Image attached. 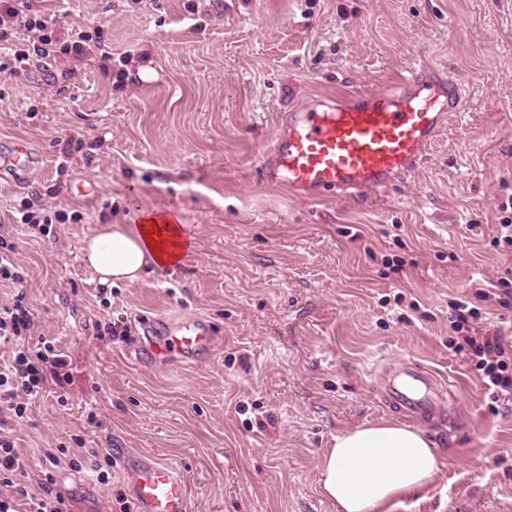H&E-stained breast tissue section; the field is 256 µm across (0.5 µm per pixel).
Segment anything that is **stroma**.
<instances>
[{
	"mask_svg": "<svg viewBox=\"0 0 512 512\" xmlns=\"http://www.w3.org/2000/svg\"><path fill=\"white\" fill-rule=\"evenodd\" d=\"M59 29L102 35L104 53L0 73V142L40 163L0 182V234L27 279L32 340L72 359L68 401L48 397L18 428L41 451L83 436L54 493L72 512H119L124 459L185 474L191 512H336L318 465L336 435L393 420L379 360L417 357L459 389L426 427L438 471L390 512H512V400L491 399L450 348V301L512 269L494 245L512 199V0H40ZM457 82L453 116L387 191L311 203L259 165L282 113L309 95L378 87L415 63ZM66 164H59L61 152ZM56 188L49 231L12 211ZM170 207L195 244L181 266L103 286L82 258L104 224ZM206 316L212 360L137 364L131 338L98 324ZM111 455L112 480L93 482Z\"/></svg>",
	"mask_w": 512,
	"mask_h": 512,
	"instance_id": "stroma-1",
	"label": "stroma"
}]
</instances>
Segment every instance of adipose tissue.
<instances>
[{
    "label": "adipose tissue",
    "mask_w": 512,
    "mask_h": 512,
    "mask_svg": "<svg viewBox=\"0 0 512 512\" xmlns=\"http://www.w3.org/2000/svg\"><path fill=\"white\" fill-rule=\"evenodd\" d=\"M191 242L174 212L151 209L137 224L103 225L82 251L100 283L112 285L140 282L176 264ZM437 470L434 444L422 429L380 421L336 436L319 464V484L336 512H388L392 501L425 487Z\"/></svg>",
    "instance_id": "1"
}]
</instances>
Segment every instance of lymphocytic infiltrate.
<instances>
[{"mask_svg":"<svg viewBox=\"0 0 512 512\" xmlns=\"http://www.w3.org/2000/svg\"><path fill=\"white\" fill-rule=\"evenodd\" d=\"M26 31L28 46L15 49L13 38ZM95 49L89 36L72 39L62 35L32 0H6L0 7V71L17 75L26 71L31 59L65 56L82 59ZM452 329L458 335L457 350L467 352L480 374L483 387L492 396L512 392V346H504L500 336H477L474 321L481 319L480 309L469 298L451 304ZM33 326L32 313L24 293L12 302L0 304V486L15 488L26 495V512H69L64 498L54 494V466L63 448H48L49 462L39 480L41 491L27 494L23 485L29 473V459L15 446V424L28 409L51 396L65 402L71 383L70 357L51 343L35 347L27 338Z\"/></svg>","mask_w":512,"mask_h":512,"instance_id":"1","label":"lymphocytic infiltrate"}]
</instances>
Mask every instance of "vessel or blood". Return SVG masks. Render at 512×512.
Instances as JSON below:
<instances>
[{
  "mask_svg": "<svg viewBox=\"0 0 512 512\" xmlns=\"http://www.w3.org/2000/svg\"><path fill=\"white\" fill-rule=\"evenodd\" d=\"M463 109L459 86L423 67L376 90L314 95L279 122L261 160L262 178L310 202L386 190L414 169ZM32 163L28 144L15 142L0 154V175L23 183ZM143 334L141 359L167 368L209 357L216 341L209 319L199 315L149 319ZM374 374L382 405L409 421L438 424L455 409L457 391L421 362L381 363ZM125 475L133 512H190L188 483L176 466L142 455Z\"/></svg>",
  "mask_w": 512,
  "mask_h": 512,
  "instance_id": "vessel-or-blood-1",
  "label": "vessel or blood"
}]
</instances>
